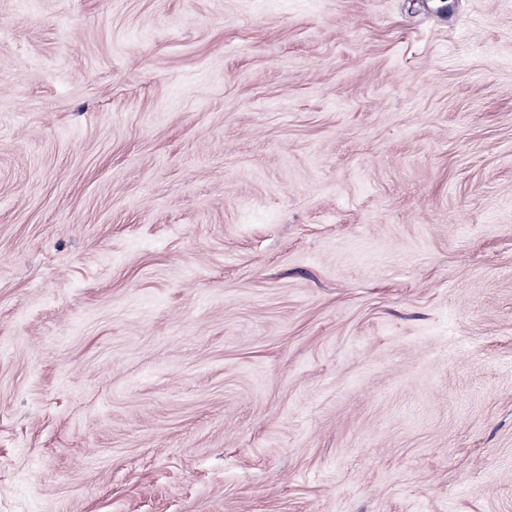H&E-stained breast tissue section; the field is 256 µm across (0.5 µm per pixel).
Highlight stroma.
<instances>
[{"label":"stroma","instance_id":"stroma-1","mask_svg":"<svg viewBox=\"0 0 512 512\" xmlns=\"http://www.w3.org/2000/svg\"><path fill=\"white\" fill-rule=\"evenodd\" d=\"M0 512H512V0H0Z\"/></svg>","mask_w":512,"mask_h":512}]
</instances>
